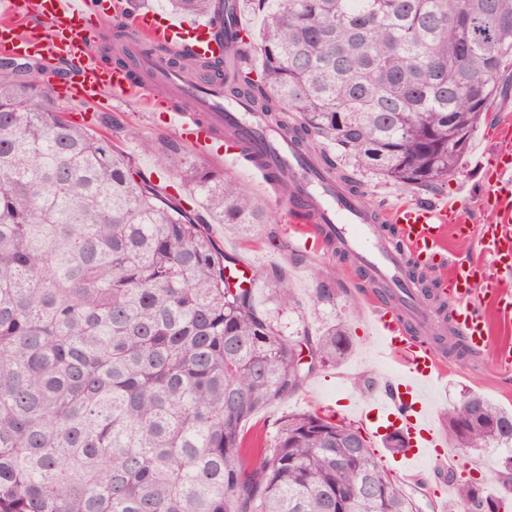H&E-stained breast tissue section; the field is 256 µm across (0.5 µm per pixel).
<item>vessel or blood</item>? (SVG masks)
<instances>
[{
  "instance_id": "obj_1",
  "label": "vessel or blood",
  "mask_w": 512,
  "mask_h": 512,
  "mask_svg": "<svg viewBox=\"0 0 512 512\" xmlns=\"http://www.w3.org/2000/svg\"><path fill=\"white\" fill-rule=\"evenodd\" d=\"M94 0H7L0 10V49L15 55L49 52L68 64L65 78L50 83L55 96L94 100L113 93L137 94L149 100L155 85L169 88L174 103L168 120L181 137L197 150H215L212 126L230 123L267 155L271 169L281 170L297 187L290 200L293 220L315 225L320 236H329L363 266L372 288H386L401 300L400 307L374 302L371 325L382 347L401 358L404 373L387 399L364 405L374 427L389 423L403 433L409 459L427 455L442 442L435 430L425 385L438 380L443 364L436 352L409 325L424 321L419 308L422 279H429L439 303L447 308L452 331L472 350L489 344V321L474 295L476 281H483L484 295L502 317L512 316V124L497 129L493 195L486 206L487 224H469L458 201L442 203L397 202L374 214L360 198L340 189L317 169L306 155L278 137L262 113L249 111L238 100L224 96L216 82L204 86L185 73L153 58L140 61L150 78L133 82L123 67L100 66L94 56L89 16ZM131 42L176 46L183 51L211 56L218 48L210 23L187 24L155 12L134 15L128 22ZM481 236L490 256L481 263L460 256L448 257V239L462 242Z\"/></svg>"
}]
</instances>
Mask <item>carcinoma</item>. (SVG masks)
I'll return each mask as SVG.
<instances>
[{
	"mask_svg": "<svg viewBox=\"0 0 512 512\" xmlns=\"http://www.w3.org/2000/svg\"><path fill=\"white\" fill-rule=\"evenodd\" d=\"M220 20L226 0H166ZM262 15L259 53L236 61L151 47L224 81L353 194L330 150L382 181L434 194L492 100L512 94V0H242ZM0 62V512H420L352 425L308 412L271 443L247 421L295 395L351 345L343 323L302 339L278 316L298 300L283 269L262 305L230 288V257L195 208L163 192L100 132L69 120L38 79ZM463 134L461 149L452 147ZM167 156L218 224L249 231L261 203L179 143ZM331 301L339 282L316 273ZM315 360H302L303 346ZM459 451L494 445L501 491L448 472L457 512H512V412L476 393L448 410ZM354 435L356 447L336 439Z\"/></svg>",
	"mask_w": 512,
	"mask_h": 512,
	"instance_id": "1",
	"label": "carcinoma"
}]
</instances>
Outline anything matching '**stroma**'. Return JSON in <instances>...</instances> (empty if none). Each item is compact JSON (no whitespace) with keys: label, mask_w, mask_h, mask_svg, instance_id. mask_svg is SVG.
<instances>
[{"label":"stroma","mask_w":512,"mask_h":512,"mask_svg":"<svg viewBox=\"0 0 512 512\" xmlns=\"http://www.w3.org/2000/svg\"><path fill=\"white\" fill-rule=\"evenodd\" d=\"M66 106L72 115L85 112L93 116L102 113L112 116L121 127L119 133L113 134V141L142 171L151 175L153 183L164 187L175 182L176 177L161 154L147 153L139 147L143 139L178 140V132L167 123L163 113L151 111L137 99L121 95L109 96L107 104L102 106L72 100L67 101ZM490 111L493 124L475 131L469 151L456 172L449 176L446 187L436 195L440 201L463 202L472 223L477 225L488 220L484 201L492 191L491 184L480 171V164L491 158L497 149L498 123L512 121V97L495 100ZM186 153L191 159L219 168L227 178L240 183L262 203L269 221L258 225L249 236H241L232 228L211 222L206 224L205 230L226 253L252 263L255 269L273 265L286 269L300 306L298 310L280 315L279 324L284 334L296 337L305 329L319 333L341 321L352 336V344L342 362L320 369L297 394L266 407L246 424L248 441L257 445L270 441L276 433L278 420L292 412L334 416L358 428L369 440L378 461L390 470L398 488L417 502L421 512H450L455 500V487L446 479L450 463L431 456L416 467L407 468L398 456L384 447L381 437L375 436L373 426L361 418L357 408L344 405L348 399L364 404L385 397L388 384L396 378L399 368L398 363L385 361L378 354L376 338L367 317V295L355 287L351 264L341 260L324 241H314L307 249L295 247L289 233L291 218L287 198L262 187L247 169L215 156L199 154L191 147ZM357 177L362 184L363 201L370 208L421 197L420 192L384 183L364 169L358 170ZM318 268L335 273L342 286L333 301H322L316 296L313 273ZM489 321L491 340L487 349L461 358L447 355V375L432 392L436 427H443L448 408L459 404L471 391L512 411V369H504L496 360L498 348L512 346V320L493 312Z\"/></svg>","instance_id":"stroma-1"}]
</instances>
